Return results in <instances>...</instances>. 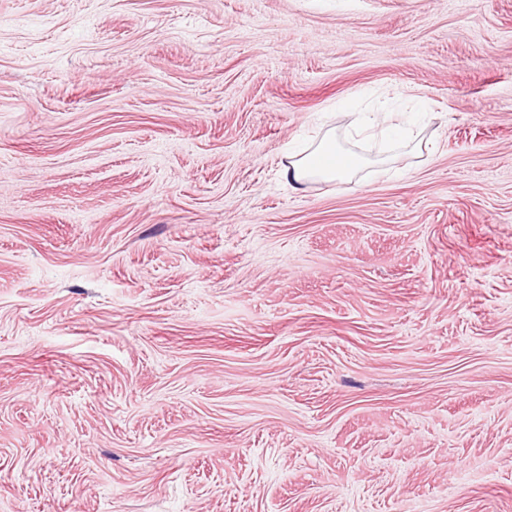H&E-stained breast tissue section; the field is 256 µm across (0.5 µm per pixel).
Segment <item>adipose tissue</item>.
Segmentation results:
<instances>
[{"instance_id": "1", "label": "adipose tissue", "mask_w": 512, "mask_h": 512, "mask_svg": "<svg viewBox=\"0 0 512 512\" xmlns=\"http://www.w3.org/2000/svg\"><path fill=\"white\" fill-rule=\"evenodd\" d=\"M363 160L340 147L335 136L322 138L311 152L283 166L281 176L292 189L300 190L315 180H336L352 177Z\"/></svg>"}]
</instances>
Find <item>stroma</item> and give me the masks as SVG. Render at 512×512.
<instances>
[{"instance_id":"obj_1","label":"stroma","mask_w":512,"mask_h":512,"mask_svg":"<svg viewBox=\"0 0 512 512\" xmlns=\"http://www.w3.org/2000/svg\"><path fill=\"white\" fill-rule=\"evenodd\" d=\"M0 512H512V0H0ZM395 121L393 113H384L381 117L364 120L357 129V133L371 138L385 137L399 131ZM283 166L281 177L294 190H302L315 180H336L352 177L363 165L357 154L336 143V136L326 135L308 154Z\"/></svg>"}]
</instances>
